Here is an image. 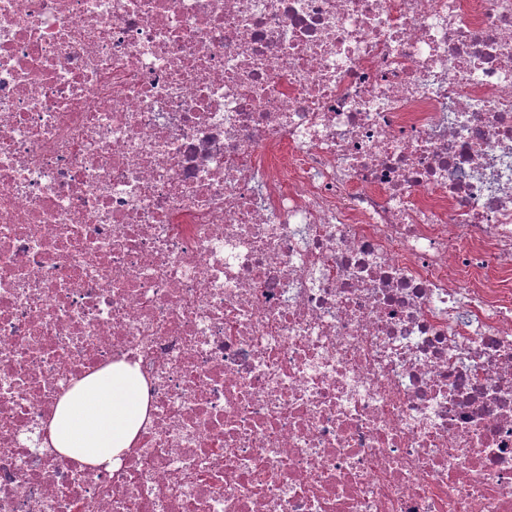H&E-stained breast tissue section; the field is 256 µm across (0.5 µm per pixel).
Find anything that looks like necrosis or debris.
Segmentation results:
<instances>
[{"label": "necrosis or debris", "mask_w": 512, "mask_h": 512, "mask_svg": "<svg viewBox=\"0 0 512 512\" xmlns=\"http://www.w3.org/2000/svg\"><path fill=\"white\" fill-rule=\"evenodd\" d=\"M0 512H512V0H0ZM147 382L125 360L74 381L43 424L45 448L92 467L116 468L147 419Z\"/></svg>", "instance_id": "necrosis-or-debris-1"}]
</instances>
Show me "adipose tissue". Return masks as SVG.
<instances>
[{"mask_svg":"<svg viewBox=\"0 0 512 512\" xmlns=\"http://www.w3.org/2000/svg\"><path fill=\"white\" fill-rule=\"evenodd\" d=\"M148 414L147 382L124 360L74 381L43 425V447L92 467L116 468Z\"/></svg>","mask_w":512,"mask_h":512,"instance_id":"1","label":"adipose tissue"}]
</instances>
